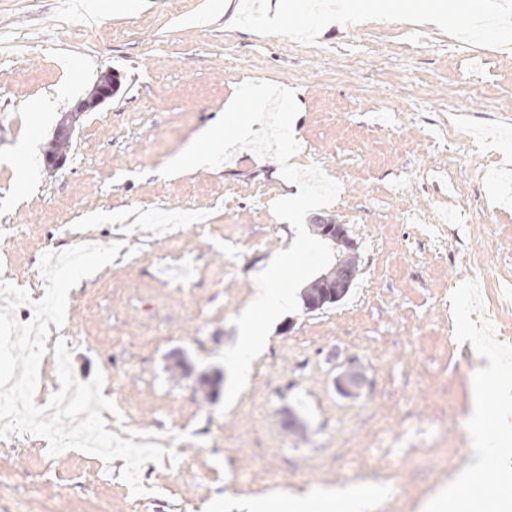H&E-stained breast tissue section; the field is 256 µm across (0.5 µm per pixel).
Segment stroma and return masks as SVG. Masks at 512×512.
I'll return each mask as SVG.
<instances>
[{
  "label": "stroma",
  "mask_w": 512,
  "mask_h": 512,
  "mask_svg": "<svg viewBox=\"0 0 512 512\" xmlns=\"http://www.w3.org/2000/svg\"><path fill=\"white\" fill-rule=\"evenodd\" d=\"M297 0L288 29L266 17L224 22L251 0H0V239L17 285L40 300L45 249L73 234L114 243L136 204L207 214L166 236L130 228L111 265L68 297L73 370L105 377L113 433L184 427L176 464L146 463L144 495L123 459L47 453L27 433L0 441V512H238L239 500L306 495L353 483L382 494L367 512H423L472 458L470 372L481 357L455 338L449 297L477 280L512 345V0H446L467 11L449 29L413 11L320 29ZM118 91L85 113L59 169L45 153L66 108L105 71ZM247 80L296 93V164L341 186L306 227L344 225L358 272L339 302L285 315L231 407L216 357L256 278L284 246L270 205L285 183L274 160L238 151L176 179L161 168L210 124ZM477 87L474 95L465 86ZM448 144L434 151L433 142ZM485 248V266L468 255ZM353 370L364 383L336 388ZM52 468L58 480L30 485Z\"/></svg>",
  "instance_id": "stroma-1"
}]
</instances>
